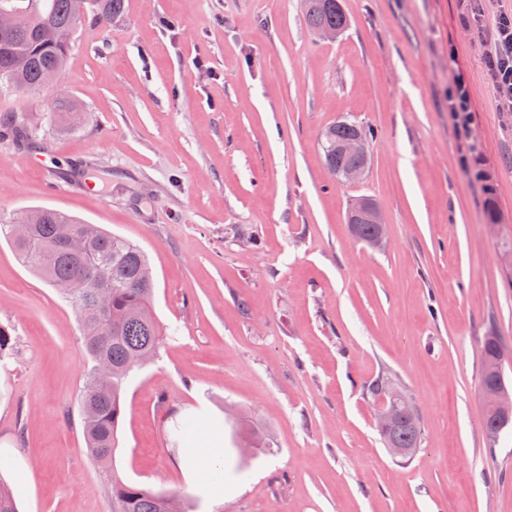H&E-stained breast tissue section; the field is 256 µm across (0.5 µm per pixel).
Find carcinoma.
Segmentation results:
<instances>
[{"mask_svg": "<svg viewBox=\"0 0 512 512\" xmlns=\"http://www.w3.org/2000/svg\"><path fill=\"white\" fill-rule=\"evenodd\" d=\"M32 23L10 34L0 33V81L23 91L38 89L46 73L64 68L74 34L79 0H38ZM91 12L117 17L124 0H89ZM304 18L312 32L344 30L348 19L341 0H305ZM354 135L372 143L373 136L354 122L338 121L321 136L323 162L337 175L341 158L336 144ZM27 234L0 224L18 259L57 288L79 315L84 346L91 362L80 394L84 436L90 456L108 465L118 447L129 377L151 362L164 340L152 310L154 282L145 252L136 244L86 224L63 212L39 208ZM112 288L110 312L102 318L94 296L101 281ZM395 423L385 440L398 448L420 447L419 417L404 394L394 400ZM112 512H185L179 499L123 481L112 473Z\"/></svg>", "mask_w": 512, "mask_h": 512, "instance_id": "carcinoma-1", "label": "carcinoma"}]
</instances>
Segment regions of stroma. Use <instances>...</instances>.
<instances>
[{
    "label": "stroma",
    "mask_w": 512,
    "mask_h": 512,
    "mask_svg": "<svg viewBox=\"0 0 512 512\" xmlns=\"http://www.w3.org/2000/svg\"><path fill=\"white\" fill-rule=\"evenodd\" d=\"M336 40L301 0H125L87 16L46 90L0 82V219L45 207L148 255L166 339L130 377L113 473L192 512H512V424L484 427L483 349L512 385V113L484 61L512 0H343ZM171 27H164L162 19ZM472 122L448 116L449 50ZM374 134L355 183L326 169L323 131ZM27 130L16 137L14 126ZM372 199L374 250L347 212ZM494 200L496 225L486 202ZM0 480L19 512H112L79 396L90 362L70 303L0 241ZM408 396L422 443L392 455L369 383ZM259 439L243 453L240 428ZM224 458L200 479L199 436ZM347 224H349L353 236L358 238L359 232V240L372 234L373 224L374 232L364 243L372 249H379L383 246L385 224L380 211L376 206L371 205L369 200L358 199L350 205L347 213Z\"/></svg>",
    "instance_id": "35a3bbf8"
}]
</instances>
